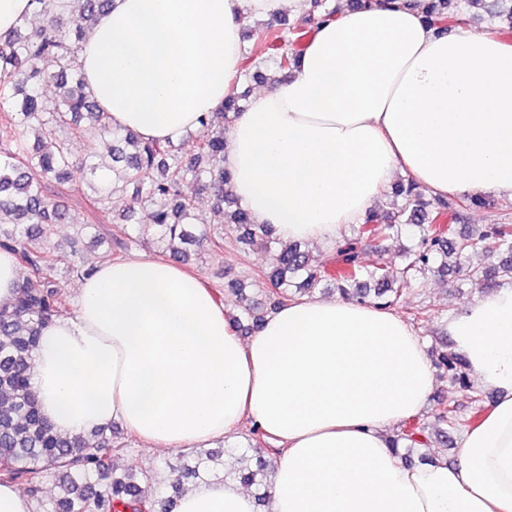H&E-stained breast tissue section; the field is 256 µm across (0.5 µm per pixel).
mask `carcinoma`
I'll return each instance as SVG.
<instances>
[{
	"label": "carcinoma",
	"mask_w": 512,
	"mask_h": 512,
	"mask_svg": "<svg viewBox=\"0 0 512 512\" xmlns=\"http://www.w3.org/2000/svg\"><path fill=\"white\" fill-rule=\"evenodd\" d=\"M73 2L75 17L69 26L56 19L63 10L60 0H33L35 11L46 16L45 24L31 28L22 21L11 34L0 37V250L11 252L26 272L14 304L0 309V484L21 481L37 495L48 478H55L61 496L50 500L46 512H173L176 493L157 495L151 471L132 462L118 464L115 456L122 447L114 441L112 427L85 438L59 435L42 416L30 386L40 331L71 312L65 282L57 274V248L50 242L54 227L67 221L69 200L87 213V228L97 232L94 243L108 244L117 259L134 246L148 245L189 265L207 246L223 250L226 232L242 250L261 243L271 254V266L263 276L274 287L272 309L296 296L313 295L326 282L347 300L391 308L413 283L449 271L492 284L512 279V222L480 224L459 235L455 224L465 212L483 205L482 199L466 195L428 199L417 183L401 181L392 187L387 209L349 226L329 264L311 265L300 245L279 246L272 229L253 223L224 190L231 178L224 169V133L242 111L243 96L232 92L218 110L205 113L204 135L191 143L145 141L113 127L109 115L91 99L77 64L84 22L108 0ZM372 4L373 0H347L345 5L338 0H310L293 23L273 18L258 25L247 36L239 80L277 84L267 70L287 77L303 36L346 5ZM423 6L427 21L441 30L467 25L476 11L493 6L503 19L498 33L512 36V0H424ZM271 46L278 52L269 66L266 54ZM51 84L58 93L49 106L43 89ZM91 129L112 140L110 159L95 153L76 159L75 146ZM118 182L133 185L134 203L149 209V222L138 225L134 237L125 227L131 216L117 218L110 206ZM188 182L213 195L203 224L195 223V198L183 193ZM403 239L412 245L402 248V268L364 262L366 255L382 251L385 243ZM476 253L497 263L474 265L471 258ZM92 270L79 241H74L66 274L80 278ZM229 291L243 303L236 326L245 332L258 328L264 314L247 304L243 283H232ZM436 366L453 385L470 393L474 412L468 423L479 422L482 395L470 385L462 360L444 352ZM459 425L456 409L444 405L432 419L399 431L394 443L409 451L426 448L430 436ZM258 439V429H249L247 444L237 448L239 467L223 479L254 488L257 501L264 502L272 467L260 457L253 458L251 445ZM218 456L217 451H197L194 464L171 468L170 487L177 488L183 478L209 476Z\"/></svg>",
	"instance_id": "1"
}]
</instances>
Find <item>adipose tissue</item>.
Listing matches in <instances>:
<instances>
[{"label": "adipose tissue", "mask_w": 512, "mask_h": 512, "mask_svg": "<svg viewBox=\"0 0 512 512\" xmlns=\"http://www.w3.org/2000/svg\"><path fill=\"white\" fill-rule=\"evenodd\" d=\"M304 0H111L78 64L113 126L179 143L221 107L247 19ZM227 191L282 242L326 245L397 178L433 195L512 199V45L438 32L421 0H376L318 28L287 80L255 93L224 140ZM74 309L41 332L31 386L72 437L119 423L172 451L251 422L278 453L266 512H512V282L477 293L448 334L494 402L454 462L408 464L393 431L436 378L396 312L303 296L248 337L181 265L99 263ZM175 512H256L238 482L205 479Z\"/></svg>", "instance_id": "1"}]
</instances>
